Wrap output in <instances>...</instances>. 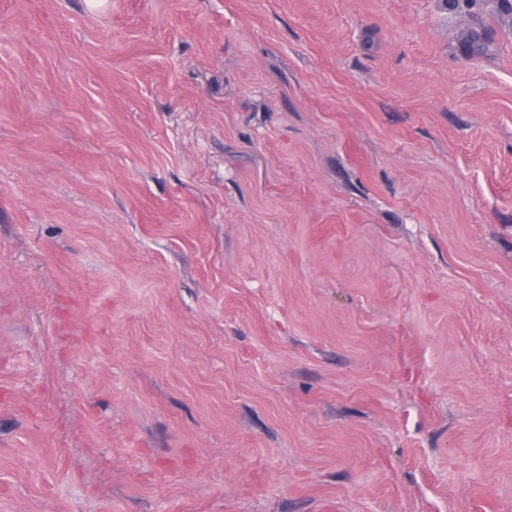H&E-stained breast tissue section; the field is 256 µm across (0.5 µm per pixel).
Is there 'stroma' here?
<instances>
[{"instance_id": "1", "label": "stroma", "mask_w": 512, "mask_h": 512, "mask_svg": "<svg viewBox=\"0 0 512 512\" xmlns=\"http://www.w3.org/2000/svg\"><path fill=\"white\" fill-rule=\"evenodd\" d=\"M0 512H512V0H0Z\"/></svg>"}]
</instances>
